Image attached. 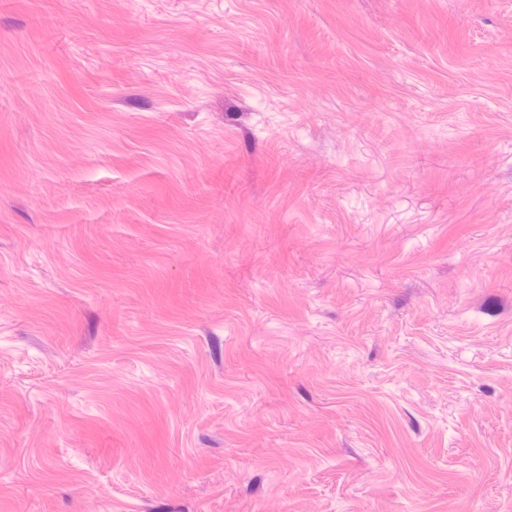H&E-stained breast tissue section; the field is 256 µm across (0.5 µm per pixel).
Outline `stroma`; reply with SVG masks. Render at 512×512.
Segmentation results:
<instances>
[{"instance_id": "35a3bbf8", "label": "stroma", "mask_w": 512, "mask_h": 512, "mask_svg": "<svg viewBox=\"0 0 512 512\" xmlns=\"http://www.w3.org/2000/svg\"><path fill=\"white\" fill-rule=\"evenodd\" d=\"M0 512H512V0H0Z\"/></svg>"}]
</instances>
